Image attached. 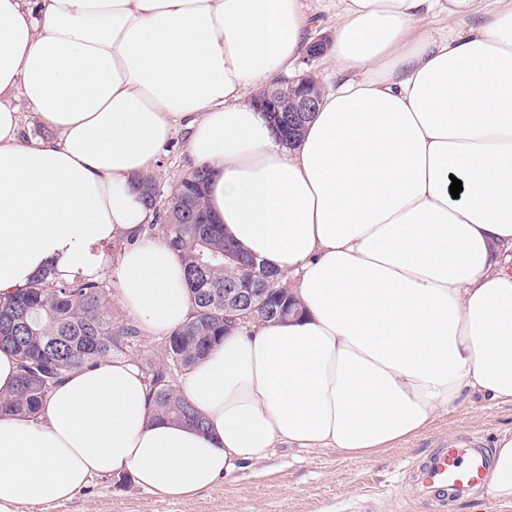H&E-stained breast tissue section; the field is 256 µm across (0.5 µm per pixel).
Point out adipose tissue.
I'll return each instance as SVG.
<instances>
[{
  "label": "adipose tissue",
  "instance_id": "obj_1",
  "mask_svg": "<svg viewBox=\"0 0 512 512\" xmlns=\"http://www.w3.org/2000/svg\"><path fill=\"white\" fill-rule=\"evenodd\" d=\"M491 3L321 0L338 80L289 146L246 96L304 52V0H0V294L108 270L150 333L188 321L133 187L182 130L225 236L306 310L188 371L205 429L154 414L119 359L67 374L39 421L0 417V512L96 474L188 496L278 444L376 456L466 393L512 402V0ZM430 13L447 26L409 39ZM18 98L54 140L21 142ZM485 487L512 498V435Z\"/></svg>",
  "mask_w": 512,
  "mask_h": 512
}]
</instances>
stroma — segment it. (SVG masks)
Instances as JSON below:
<instances>
[{"label":"stroma","instance_id":"obj_1","mask_svg":"<svg viewBox=\"0 0 512 512\" xmlns=\"http://www.w3.org/2000/svg\"><path fill=\"white\" fill-rule=\"evenodd\" d=\"M190 171L187 140L177 134L154 171L160 202H167ZM512 434V403L474 395L438 415L421 435L374 457H352L333 448L285 445L216 486L188 497L165 498L112 474L92 476L70 500L22 506L20 512H418L394 475L441 442L477 437L494 447Z\"/></svg>","mask_w":512,"mask_h":512}]
</instances>
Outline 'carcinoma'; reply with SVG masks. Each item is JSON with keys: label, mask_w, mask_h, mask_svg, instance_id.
<instances>
[{"label": "carcinoma", "mask_w": 512, "mask_h": 512, "mask_svg": "<svg viewBox=\"0 0 512 512\" xmlns=\"http://www.w3.org/2000/svg\"><path fill=\"white\" fill-rule=\"evenodd\" d=\"M207 178L206 169L197 168L182 179L165 208L152 198L147 202L158 223L145 225V231L166 240L182 263L191 319L161 337L145 357L143 329L132 318L115 316L107 277L60 279L48 270L36 273L27 287L0 295V349L18 357L19 369L16 388L0 396V416L36 419L66 373L135 355L156 412L204 427V418L180 392V379L240 317L271 322L276 317L268 310L274 304L298 309L280 274L263 266L261 280H252L253 257L224 237L208 210ZM228 288H259L263 299L239 306L224 299Z\"/></svg>", "instance_id": "obj_1"}]
</instances>
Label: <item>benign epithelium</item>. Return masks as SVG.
I'll return each instance as SVG.
<instances>
[{
	"label": "benign epithelium",
	"instance_id": "obj_1",
	"mask_svg": "<svg viewBox=\"0 0 512 512\" xmlns=\"http://www.w3.org/2000/svg\"><path fill=\"white\" fill-rule=\"evenodd\" d=\"M287 83V91L271 86L254 97L253 103L270 115L288 113V127L291 128L318 111L321 92L315 78L307 73L289 79Z\"/></svg>",
	"mask_w": 512,
	"mask_h": 512
}]
</instances>
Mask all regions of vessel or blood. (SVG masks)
Returning <instances> with one entry per match:
<instances>
[{"instance_id":"b4317fda","label":"vessel or blood","mask_w":512,"mask_h":512,"mask_svg":"<svg viewBox=\"0 0 512 512\" xmlns=\"http://www.w3.org/2000/svg\"><path fill=\"white\" fill-rule=\"evenodd\" d=\"M489 466L488 451L474 442L440 445L423 461L411 465L413 495L424 502L438 493L455 500L464 498L482 483Z\"/></svg>"}]
</instances>
